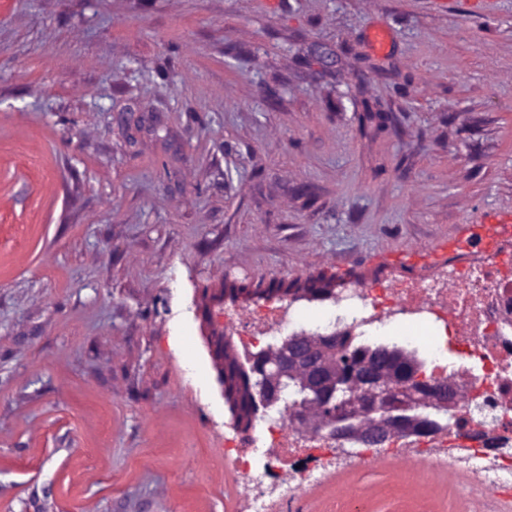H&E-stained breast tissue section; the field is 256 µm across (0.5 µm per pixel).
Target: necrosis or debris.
Masks as SVG:
<instances>
[{"label":"necrosis or debris","instance_id":"4bbe7bcc","mask_svg":"<svg viewBox=\"0 0 512 512\" xmlns=\"http://www.w3.org/2000/svg\"><path fill=\"white\" fill-rule=\"evenodd\" d=\"M460 249L474 253V260L437 262L418 279L397 278L355 289L316 318L304 319L286 303L274 301L245 319L225 313L224 327L245 350L303 322L313 329L347 325L364 333L381 327L387 316L426 330L428 341L406 336L403 344L418 350L435 376L455 373L460 396L485 411L473 424L449 426L447 436L434 440L429 461L467 474L492 500L512 489V457H493L482 440L483 433L502 430L504 417L512 418V225H484L481 235ZM451 351L460 359L453 370L443 362ZM456 436L465 440V453H448V441ZM224 445L232 450L234 472L251 486L239 512H293L308 489L322 485L337 470L322 436L300 432L276 418L260 420L250 436L225 438Z\"/></svg>","mask_w":512,"mask_h":512}]
</instances>
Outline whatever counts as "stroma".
Instances as JSON below:
<instances>
[{
  "label": "stroma",
  "mask_w": 512,
  "mask_h": 512,
  "mask_svg": "<svg viewBox=\"0 0 512 512\" xmlns=\"http://www.w3.org/2000/svg\"><path fill=\"white\" fill-rule=\"evenodd\" d=\"M484 2L0 0V512H237L212 292L420 277L512 218ZM467 481L397 448L301 508L488 512Z\"/></svg>",
  "instance_id": "1"
}]
</instances>
